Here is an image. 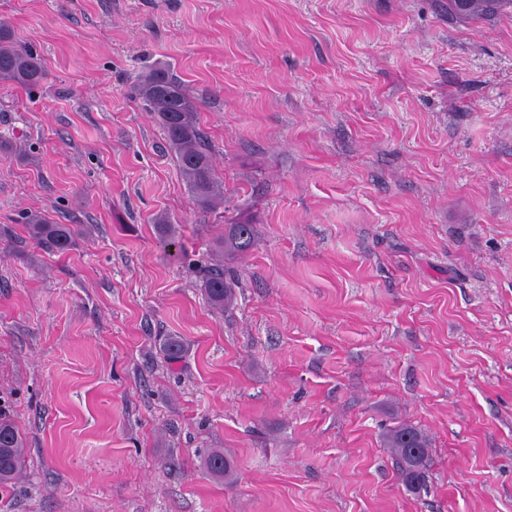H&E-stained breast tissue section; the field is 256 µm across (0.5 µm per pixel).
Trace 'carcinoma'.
Segmentation results:
<instances>
[{
	"instance_id": "carcinoma-1",
	"label": "carcinoma",
	"mask_w": 512,
	"mask_h": 512,
	"mask_svg": "<svg viewBox=\"0 0 512 512\" xmlns=\"http://www.w3.org/2000/svg\"><path fill=\"white\" fill-rule=\"evenodd\" d=\"M507 7H512V0H448V13L473 19L491 17ZM44 75L41 60L32 51L19 47L11 29L0 24V80L34 87ZM136 93L149 111L157 114L165 128L182 177L200 208H213L224 190L197 124V105L187 89L174 79L168 68L159 66L142 76ZM28 233L37 243L64 252L73 246L77 230L70 224H54L39 214L31 216ZM254 245V225L238 220L224 225L222 247L225 254H243ZM203 282L213 307L222 310L234 302L235 278L226 276L223 266L206 268ZM386 443L398 458L406 485L418 489L425 480L428 461L426 437L412 426L399 425L387 433ZM25 458L26 448L18 426L0 416V485H9L23 474ZM208 466L218 477L230 472V463L222 452L213 453Z\"/></svg>"
}]
</instances>
